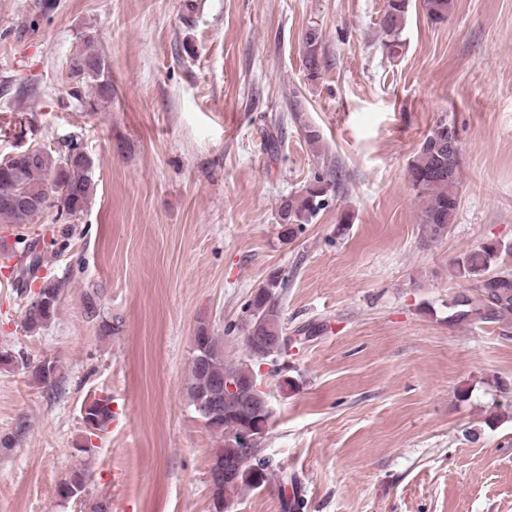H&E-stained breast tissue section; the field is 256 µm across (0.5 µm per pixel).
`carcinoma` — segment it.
<instances>
[{"label":"carcinoma","mask_w":512,"mask_h":512,"mask_svg":"<svg viewBox=\"0 0 512 512\" xmlns=\"http://www.w3.org/2000/svg\"><path fill=\"white\" fill-rule=\"evenodd\" d=\"M410 0H388L380 28L386 36L384 49L392 57L403 48L401 30L409 11ZM422 8L433 23L448 20L454 8V0H422ZM319 32L307 31L303 37V59L309 75L320 73ZM85 48L72 55L68 61L67 78L69 95L88 113L98 112L112 103V75L105 57L95 48V36L85 34ZM37 158L32 161L26 155L14 154L0 160V223L31 224L42 212L50 207L57 208V219H68L86 210L94 196L92 169L94 160L77 143L69 145L66 151L36 149ZM461 161H448V128L445 123H435L421 142L408 168V179L417 194L424 197L423 223L434 236L443 234L453 223L459 206L457 185L460 180ZM328 187L321 180L315 181L297 197L282 199L278 216L280 224L288 233L312 223L324 206ZM19 244L31 258L28 267L41 269L44 251L33 249L34 242L19 238ZM512 255V245L495 241L485 242L461 253L455 260L459 276L470 281L471 287L479 293L453 299L456 308L454 316L458 321H474L498 324L503 328L512 325V277L490 279V268L502 255ZM51 301L47 304L29 302L24 313V326L29 333L37 334L44 329L58 312L65 282L53 277L45 284ZM248 313L252 320H259L268 328L281 329V310L275 300L259 290L252 298ZM202 345L206 359L192 362L189 387L192 405H197L200 396L218 394L221 412L241 417L240 424L247 426L250 420L242 416L237 394L224 391L226 379H248L249 365L231 366L224 363V351L217 337L201 329ZM33 383L51 389L60 378L59 365L45 373L39 366L31 371ZM89 422L98 430H104L112 421L110 399L95 398ZM223 442L214 453V458L226 459L241 456V449L224 437V427L207 424ZM272 478L267 463H260V470H249L240 481L224 486L223 495L237 497L244 489L255 490L269 483Z\"/></svg>","instance_id":"1"}]
</instances>
